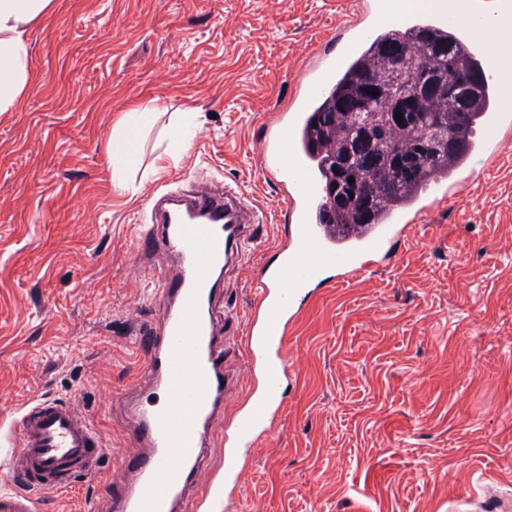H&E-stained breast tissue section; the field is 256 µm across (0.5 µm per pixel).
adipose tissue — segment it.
<instances>
[{
  "instance_id": "adipose-tissue-1",
  "label": "adipose tissue",
  "mask_w": 512,
  "mask_h": 512,
  "mask_svg": "<svg viewBox=\"0 0 512 512\" xmlns=\"http://www.w3.org/2000/svg\"><path fill=\"white\" fill-rule=\"evenodd\" d=\"M52 0H0V112H11L28 87V28L46 13ZM155 111L145 101L129 112L112 132L116 153L110 154L112 188L120 195L135 194L128 176L138 165L136 147L142 129Z\"/></svg>"
}]
</instances>
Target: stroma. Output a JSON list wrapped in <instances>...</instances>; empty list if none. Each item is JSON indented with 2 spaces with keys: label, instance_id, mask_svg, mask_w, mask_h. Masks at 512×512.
I'll return each mask as SVG.
<instances>
[{
  "label": "stroma",
  "instance_id": "1",
  "mask_svg": "<svg viewBox=\"0 0 512 512\" xmlns=\"http://www.w3.org/2000/svg\"><path fill=\"white\" fill-rule=\"evenodd\" d=\"M358 0H53L29 30V82L0 113V420L39 397L75 402L105 449L44 512H111L135 449L114 395L141 361L171 255L133 268L157 194L209 180L265 214L222 275L218 315L244 335L254 275L289 233L287 191L260 148L301 96L303 68ZM154 100L134 197L112 190L107 143ZM200 114L165 160L176 113ZM294 380L242 477L243 512H494L512 495V150L413 226L395 265L308 299L288 336Z\"/></svg>",
  "mask_w": 512,
  "mask_h": 512
}]
</instances>
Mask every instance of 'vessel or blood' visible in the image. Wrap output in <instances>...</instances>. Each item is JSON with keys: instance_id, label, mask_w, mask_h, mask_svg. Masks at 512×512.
I'll return each instance as SVG.
<instances>
[{"instance_id": "1", "label": "vessel or blood", "mask_w": 512, "mask_h": 512, "mask_svg": "<svg viewBox=\"0 0 512 512\" xmlns=\"http://www.w3.org/2000/svg\"><path fill=\"white\" fill-rule=\"evenodd\" d=\"M381 7L380 0L368 5L363 24L341 42L340 57H349L378 27ZM458 7L456 0H444L440 9L407 22L443 33ZM462 7L470 24L458 28L456 41L477 58L495 89L496 105L481 114L480 123L497 133L512 130V56L493 51L480 36L491 24L501 37H512V0H467ZM335 74V60L312 56L304 68L303 102L324 97ZM305 122V113H292L272 150L262 154L264 166L288 184L292 226L256 277L258 302L241 338L252 400L221 426L216 419L239 380L224 367V338L214 317L221 295L215 274L239 262L262 217L233 188L217 182L187 193L168 191L150 202L140 255L170 253L177 267L158 280L166 305L157 324L140 327L136 338L141 378L159 395L144 399L131 387L116 406L137 450L122 459L123 476L112 484V512H239L235 492L242 473L270 433L291 384L288 330L302 300L325 283H344L391 261L407 227L468 183L460 173L435 181L414 207L385 212L380 223L339 238L335 226L322 221L323 186L297 142ZM4 432L13 449L0 464V512H42L43 493L66 490L73 475H93L104 451L88 415L69 400H36L19 409ZM213 434L224 449L215 466L202 459Z\"/></svg>"}]
</instances>
